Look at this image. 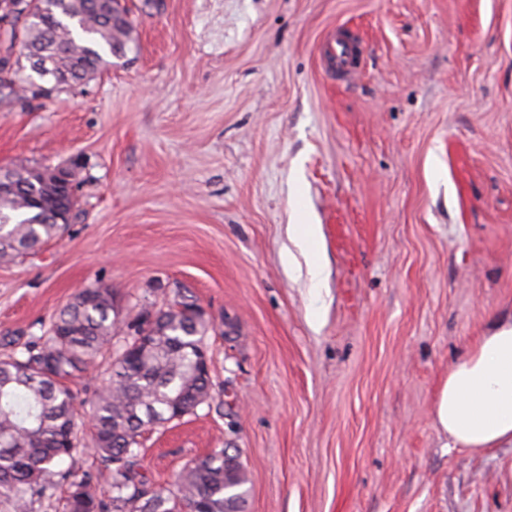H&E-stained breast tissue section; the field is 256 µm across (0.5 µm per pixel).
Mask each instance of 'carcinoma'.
<instances>
[{
	"label": "carcinoma",
	"instance_id": "carcinoma-1",
	"mask_svg": "<svg viewBox=\"0 0 512 512\" xmlns=\"http://www.w3.org/2000/svg\"><path fill=\"white\" fill-rule=\"evenodd\" d=\"M129 32L118 0H29L21 22L5 32L0 87L27 91L21 76L27 65L54 89L79 84L123 51ZM12 172L13 189L0 194V263L60 236L64 215L76 210V198L50 168ZM194 305L184 298L145 313L134 330L149 336L150 345L127 336L84 414L70 383L99 363L117 335L112 289H82L45 332L0 358V512H37L56 498L59 512H243L247 478L236 448L189 461L169 489L137 480L143 433L195 413L211 397L201 359L214 327L187 314ZM88 420L92 451L111 478L106 497L93 476L62 468L79 452V425Z\"/></svg>",
	"mask_w": 512,
	"mask_h": 512
}]
</instances>
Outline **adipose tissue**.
I'll return each mask as SVG.
<instances>
[{"mask_svg": "<svg viewBox=\"0 0 512 512\" xmlns=\"http://www.w3.org/2000/svg\"><path fill=\"white\" fill-rule=\"evenodd\" d=\"M286 263L305 259L307 275L319 283L315 260L319 228L292 224ZM434 422L450 448L486 451L512 446V317L496 320L485 336L448 369L434 403Z\"/></svg>", "mask_w": 512, "mask_h": 512, "instance_id": "1", "label": "adipose tissue"}]
</instances>
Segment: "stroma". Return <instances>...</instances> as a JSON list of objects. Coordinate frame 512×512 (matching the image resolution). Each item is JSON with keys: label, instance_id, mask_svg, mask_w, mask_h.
I'll list each match as a JSON object with an SVG mask.
<instances>
[{"label": "stroma", "instance_id": "35a3bbf8", "mask_svg": "<svg viewBox=\"0 0 512 512\" xmlns=\"http://www.w3.org/2000/svg\"><path fill=\"white\" fill-rule=\"evenodd\" d=\"M96 79L0 96V167L71 169L79 206L0 264V356L80 289L121 325L187 298L212 400L145 434L142 475L236 448L245 512H512V447L449 448V367L512 310V0H122ZM366 44L330 81L336 26ZM320 225L323 287L289 268ZM363 41L336 38L332 33L323 40L320 46V59L325 71L338 84L349 83L357 73L355 61L363 56Z\"/></svg>", "mask_w": 512, "mask_h": 512}]
</instances>
